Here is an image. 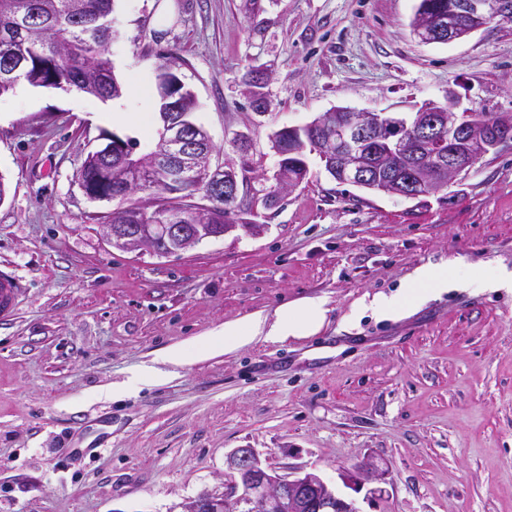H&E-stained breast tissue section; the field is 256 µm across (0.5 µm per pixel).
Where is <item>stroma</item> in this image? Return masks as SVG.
<instances>
[{
	"instance_id": "1",
	"label": "stroma",
	"mask_w": 512,
	"mask_h": 512,
	"mask_svg": "<svg viewBox=\"0 0 512 512\" xmlns=\"http://www.w3.org/2000/svg\"><path fill=\"white\" fill-rule=\"evenodd\" d=\"M418 0H115L108 46L124 122L95 97L27 83L0 96V268L22 293L0 320V512H183L253 448L332 485L365 460L391 482L363 512H512V288L450 287L366 308L423 265L512 271V150L417 203L349 184L317 154L258 229L167 256L104 235L114 205L79 172L106 137L148 146L158 66L195 95L215 161L272 176L271 134L334 107L512 116V21L424 45ZM321 302L310 337L213 348L225 323ZM183 346L190 363L165 350ZM144 379L129 385L131 374Z\"/></svg>"
}]
</instances>
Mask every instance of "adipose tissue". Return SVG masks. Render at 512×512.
I'll list each match as a JSON object with an SVG mask.
<instances>
[{"mask_svg":"<svg viewBox=\"0 0 512 512\" xmlns=\"http://www.w3.org/2000/svg\"><path fill=\"white\" fill-rule=\"evenodd\" d=\"M448 285L446 270L423 265L403 284L399 296L375 298L370 308L380 315L417 306L429 296L439 293ZM325 321L321 303L306 302L286 307L272 325H265L262 318L253 317L244 322L225 324L219 344L225 351H233L262 337L271 342H283L291 338H303L316 334Z\"/></svg>","mask_w":512,"mask_h":512,"instance_id":"obj_1","label":"adipose tissue"}]
</instances>
